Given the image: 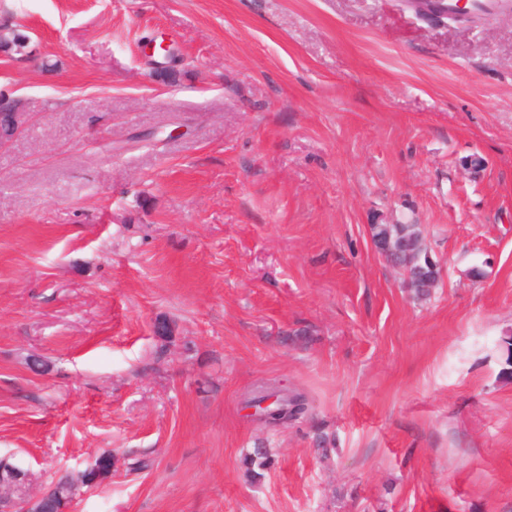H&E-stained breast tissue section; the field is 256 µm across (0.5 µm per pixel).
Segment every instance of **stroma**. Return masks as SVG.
I'll return each mask as SVG.
<instances>
[{
	"label": "stroma",
	"instance_id": "35a3bbf8",
	"mask_svg": "<svg viewBox=\"0 0 512 512\" xmlns=\"http://www.w3.org/2000/svg\"><path fill=\"white\" fill-rule=\"evenodd\" d=\"M16 28L1 454L43 486L110 453L66 512H512L511 13L0 0ZM374 224L419 226L428 296ZM264 382L308 414L267 426ZM424 256L425 252L423 255L416 254V260L413 264V267L418 265L423 266L424 261L427 260L428 266L433 273L428 276L413 278L411 277L408 269H406V288H429V290H431L438 285V282L440 281V271L438 270V265L428 252H426V259ZM420 279L423 280V284L420 282Z\"/></svg>",
	"mask_w": 512,
	"mask_h": 512
}]
</instances>
